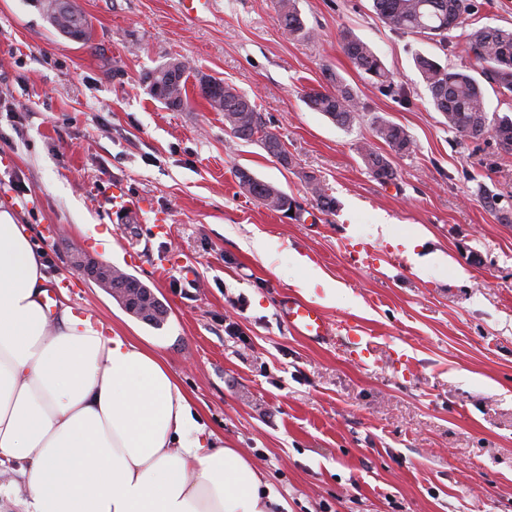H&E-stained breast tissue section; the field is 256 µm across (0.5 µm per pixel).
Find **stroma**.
I'll use <instances>...</instances> for the list:
<instances>
[{"label": "stroma", "mask_w": 512, "mask_h": 512, "mask_svg": "<svg viewBox=\"0 0 512 512\" xmlns=\"http://www.w3.org/2000/svg\"><path fill=\"white\" fill-rule=\"evenodd\" d=\"M475 3L441 44L391 30L372 0H296L307 38L284 33L277 0H211L191 16L179 0H72L83 40L56 31L41 0H0V209L29 226L72 305L159 343L199 423L255 463L289 512H512V224L478 193L486 186L512 210V154L491 137L459 140L414 63L421 53L468 66L470 32L512 28V0ZM345 31L380 56L393 89L352 67ZM174 57L245 93L290 167L234 138L195 87L177 110L154 98L146 74ZM330 71L361 102L350 126L304 102L329 87ZM375 116L403 127L412 153L377 139ZM365 144L389 156L394 182L373 178ZM239 168L300 211L248 197ZM309 174L335 212L316 207ZM118 192L138 217L114 221ZM420 228L437 256L423 273L395 243ZM260 236L277 240L274 253H257ZM345 237L376 244L379 260L349 262ZM78 251L147 285L168 308L165 324L141 322L79 274ZM295 251L348 290L323 313L374 335V361L360 365L336 340L310 342L281 319L286 296L324 295L301 287ZM396 349L410 374L394 369Z\"/></svg>", "instance_id": "obj_1"}]
</instances>
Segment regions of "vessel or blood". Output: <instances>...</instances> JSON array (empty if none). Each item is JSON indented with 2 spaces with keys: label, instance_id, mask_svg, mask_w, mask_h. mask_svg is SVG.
Masks as SVG:
<instances>
[{
  "label": "vessel or blood",
  "instance_id": "b4317fda",
  "mask_svg": "<svg viewBox=\"0 0 512 512\" xmlns=\"http://www.w3.org/2000/svg\"><path fill=\"white\" fill-rule=\"evenodd\" d=\"M281 317L298 336L312 342L337 334L346 341L348 354L359 363H367L376 350L372 336L358 322L349 319L330 322L317 305L300 298L288 297L283 303Z\"/></svg>",
  "mask_w": 512,
  "mask_h": 512
}]
</instances>
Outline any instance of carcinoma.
I'll list each match as a JSON object with an SVG mask.
<instances>
[{"mask_svg": "<svg viewBox=\"0 0 512 512\" xmlns=\"http://www.w3.org/2000/svg\"><path fill=\"white\" fill-rule=\"evenodd\" d=\"M43 8L55 29L85 39L86 20L72 7L61 0H45ZM373 8L380 20L392 30L438 37L445 43L452 31L450 21L470 13L475 4L474 0H373ZM277 12L280 25L288 35L310 37L295 0H277ZM341 46L356 70L382 87L391 86L387 69L370 45L346 31L341 35ZM469 52L471 69L479 71L483 80L497 87L501 93L512 94V29L490 26L475 29L470 35ZM415 65L430 91L435 110L448 120V128L460 139L479 140L490 134L501 149L512 152V117L489 118L483 91L476 78L465 70L443 65L425 55H416ZM190 77L199 84L202 73H191L185 65L171 72L164 64L147 75L150 86H162L161 100L169 107L182 104L181 94L186 91ZM305 103L311 110L322 113L342 127L350 125L359 111L356 95L339 77L332 90L312 89L307 92ZM210 106L224 113V124L233 137L256 140L269 156L279 162L288 160V152L279 136L267 128L256 105L236 86L225 84L224 97H211ZM373 125L375 136L395 154L406 155L413 151L414 143L401 126L383 119L375 120ZM360 153L377 181L385 184L396 179V170L385 155L368 144L360 147ZM235 177L238 182L252 186L254 199L269 209L276 211L283 203L290 208L295 204V200L281 189L263 180H253V175L246 170L236 169ZM305 179L316 206L326 213L333 212L336 200L326 192L320 179L313 175H307ZM478 191L486 208L495 213L500 222L512 223V213L498 207L496 195L481 184Z\"/></svg>", "mask_w": 512, "mask_h": 512, "instance_id": "carcinoma-1", "label": "carcinoma"}]
</instances>
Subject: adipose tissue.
I'll return each mask as SVG.
<instances>
[{
	"label": "adipose tissue",
	"mask_w": 512,
	"mask_h": 512,
	"mask_svg": "<svg viewBox=\"0 0 512 512\" xmlns=\"http://www.w3.org/2000/svg\"><path fill=\"white\" fill-rule=\"evenodd\" d=\"M26 225L0 210V512H271L257 466L216 445L160 354L47 304Z\"/></svg>",
	"instance_id": "adipose-tissue-1"
}]
</instances>
